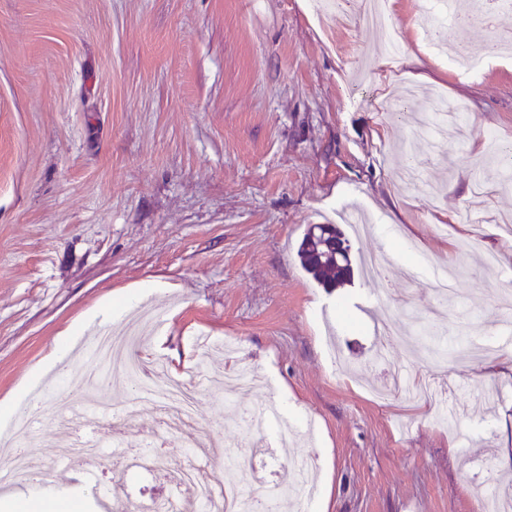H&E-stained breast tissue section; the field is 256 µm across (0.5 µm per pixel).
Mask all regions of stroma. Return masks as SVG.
Here are the masks:
<instances>
[{
  "instance_id": "1",
  "label": "stroma",
  "mask_w": 512,
  "mask_h": 512,
  "mask_svg": "<svg viewBox=\"0 0 512 512\" xmlns=\"http://www.w3.org/2000/svg\"><path fill=\"white\" fill-rule=\"evenodd\" d=\"M312 0H0V400L82 325V345L122 330L129 315L100 309L143 290L156 312L140 329L171 371L193 363L195 340H235L237 359L263 389L202 390L201 424L225 446L258 442L241 418L275 392L291 421L313 423L327 504L310 512H476L474 482L512 494V377L484 360L458 372L448 339L500 343L498 307L512 294V256L498 216L512 189L475 191L480 132L512 151V59L459 75L419 25L425 0H396L403 53L385 60L356 19V0L322 21ZM512 31L495 21L448 24V49L486 52ZM423 80H415V73ZM440 89L469 106L470 124L415 154L432 194L398 188L400 151L428 116L411 90ZM337 224L351 246L350 282L317 283L298 248L310 225ZM480 237L461 256L458 239ZM498 257L495 270L484 254ZM378 258L384 280L360 264ZM457 265L461 297L431 325L446 355L434 396L418 404L391 389L372 363L381 304L404 327L399 292L435 301L428 259ZM82 358H66L39 388L46 402L77 392ZM463 418L437 425L438 397ZM155 424L140 411L106 458L139 452ZM100 481L135 500L157 496L156 477L129 468Z\"/></svg>"
}]
</instances>
